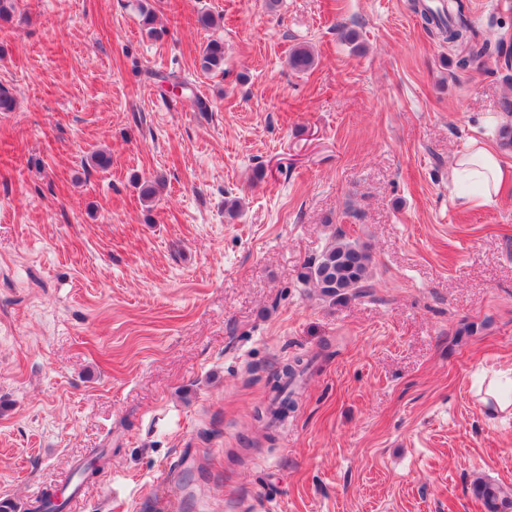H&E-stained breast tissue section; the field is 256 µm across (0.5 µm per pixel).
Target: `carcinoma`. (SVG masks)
<instances>
[{
	"mask_svg": "<svg viewBox=\"0 0 512 512\" xmlns=\"http://www.w3.org/2000/svg\"><path fill=\"white\" fill-rule=\"evenodd\" d=\"M137 8L148 34L155 38L161 37L164 29L154 27L155 7L147 0H138ZM414 10L420 13L426 29H435L449 43L464 42L470 45L469 56L461 60V66L466 67L471 61L490 55V44L486 41H476V34L465 19L459 0H448L436 9L427 5H416ZM199 63L205 72L224 73V42L220 39L210 40L200 54ZM288 63L293 70L305 72L313 67L314 55L309 48L300 46L291 52ZM165 182V176L162 174L143 181L139 184L140 196L145 200H153ZM371 268L372 256L367 247L336 235L326 245L318 259L304 265L300 279L317 288L322 297L341 301L356 296L363 289L370 287ZM307 368L308 364L300 358L281 367L275 376L273 386L276 395L270 406L262 410L256 409V421H267L271 417L281 419L295 409L297 399L293 386ZM473 493L482 501L486 512H512V496L506 495L499 486L491 482L476 480L473 484Z\"/></svg>",
	"mask_w": 512,
	"mask_h": 512,
	"instance_id": "1",
	"label": "carcinoma"
}]
</instances>
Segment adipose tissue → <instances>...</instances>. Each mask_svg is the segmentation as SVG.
Wrapping results in <instances>:
<instances>
[{
  "instance_id": "adipose-tissue-1",
  "label": "adipose tissue",
  "mask_w": 512,
  "mask_h": 512,
  "mask_svg": "<svg viewBox=\"0 0 512 512\" xmlns=\"http://www.w3.org/2000/svg\"><path fill=\"white\" fill-rule=\"evenodd\" d=\"M453 179L473 185L478 193L473 204L494 202L504 185L512 181V166L503 163L499 154L477 139H469L457 154L451 170Z\"/></svg>"
}]
</instances>
